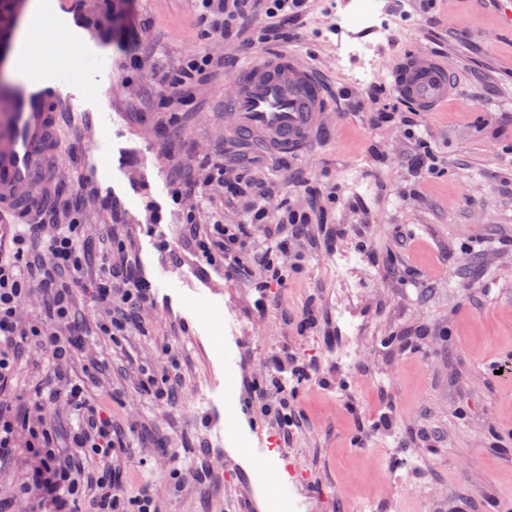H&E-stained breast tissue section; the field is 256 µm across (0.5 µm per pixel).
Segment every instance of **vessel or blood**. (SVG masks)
<instances>
[{
  "instance_id": "vessel-or-blood-1",
  "label": "vessel or blood",
  "mask_w": 512,
  "mask_h": 512,
  "mask_svg": "<svg viewBox=\"0 0 512 512\" xmlns=\"http://www.w3.org/2000/svg\"><path fill=\"white\" fill-rule=\"evenodd\" d=\"M43 23L69 49L87 50L84 20L69 0H51ZM394 95L422 112H437L457 84L449 61L408 52L388 70ZM73 84L66 69L42 70L17 88L10 126L0 136V251L14 228L49 210L59 184V133ZM224 127L250 143L282 154L308 151L325 127L329 93L311 69L283 52L262 57L232 80Z\"/></svg>"
}]
</instances>
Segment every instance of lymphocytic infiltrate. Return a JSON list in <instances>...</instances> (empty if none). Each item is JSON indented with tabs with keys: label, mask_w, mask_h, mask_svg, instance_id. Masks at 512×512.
<instances>
[{
	"label": "lymphocytic infiltrate",
	"mask_w": 512,
	"mask_h": 512,
	"mask_svg": "<svg viewBox=\"0 0 512 512\" xmlns=\"http://www.w3.org/2000/svg\"><path fill=\"white\" fill-rule=\"evenodd\" d=\"M201 16L212 33L224 34L244 17L263 21L288 20L301 16L307 0H200ZM254 203L241 224H215L208 233H200L194 211H187L183 235L189 238L202 262L223 261L227 278L250 276L253 270L285 282L280 261L288 255L289 239H301L307 214L281 206L269 209L266 186L253 185ZM39 224H26L13 239L12 260H0V385L16 372L27 349H37L51 366L43 383L28 398V409L17 412L11 398L0 397V460L11 458L19 431H27L30 448L29 476L0 496V512H20L32 498H39L44 512H73L75 503H83L87 512H155L152 490L128 496L112 476L113 454L128 446L129 437L112 421V408L104 396L89 392L93 375L83 380L68 378L62 365L68 356L84 344L78 317L72 305L75 289L88 292L94 301L107 308L109 320L101 327L103 335L115 338L129 321L152 301L150 286L132 277L127 270L113 268L102 278L84 276V251L77 225H57L53 235L43 236ZM39 239L43 256L30 255L24 244ZM47 300L51 322L69 327L61 336L41 326L27 332L18 330L20 305L34 292ZM308 378L309 366L299 363L287 350H279L267 360L264 378L255 381L256 397L262 411L275 418L295 421L296 407L286 391L289 374ZM65 405L75 424L67 445H59L48 428L46 416L51 407Z\"/></svg>",
	"instance_id": "f902f5d3"
}]
</instances>
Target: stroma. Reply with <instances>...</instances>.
<instances>
[{
  "label": "stroma",
  "instance_id": "obj_1",
  "mask_svg": "<svg viewBox=\"0 0 512 512\" xmlns=\"http://www.w3.org/2000/svg\"><path fill=\"white\" fill-rule=\"evenodd\" d=\"M74 2L100 61L71 63L82 93L62 132L61 203L44 221L77 222L88 277L109 261L165 277L115 339L99 332L106 309L73 297L88 341L67 371L94 372L93 393L112 395L114 423L133 439L111 465L128 495L151 481L157 512H448L450 492L474 505L512 502V389L491 367L512 358V123L500 118L512 113V26L500 0H436L427 20L418 0L399 17L377 0L368 29L349 24L352 0H309L279 49L335 99L361 98L352 111L335 102L330 130L302 156L224 130L231 78L261 54L254 22L215 38L197 0ZM128 31L138 48L122 47ZM359 43L367 54L353 52ZM409 49L448 59L461 87L419 118L436 165L424 182L403 161V125L371 122L394 97L362 95L386 85L387 67ZM197 53L212 57L209 73L188 98L159 102ZM203 158L236 163L243 180L271 188V203L312 214L305 238L288 244L300 267L268 289L266 311L252 281L227 279L223 263L204 264L182 241L183 210L195 208L205 232L241 223L253 204L225 197ZM185 183L196 193L176 203ZM302 308L314 316L305 327L291 318ZM168 347L181 389L165 405L142 383L170 371ZM281 348L330 380L296 384L301 417L289 428L253 401ZM388 410L396 427L377 430ZM463 455L470 471L455 466ZM288 457L302 465V485L285 478Z\"/></svg>",
  "mask_w": 512,
  "mask_h": 512
}]
</instances>
